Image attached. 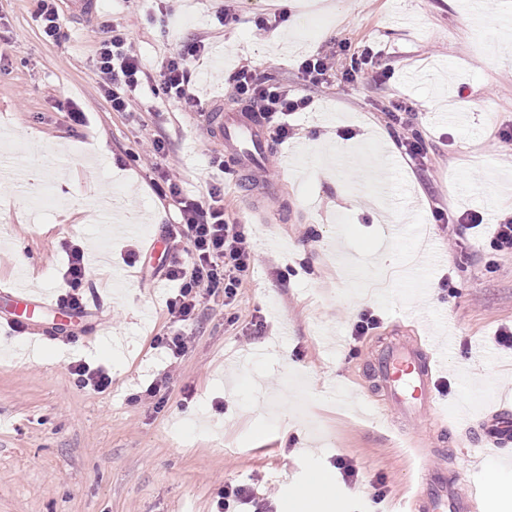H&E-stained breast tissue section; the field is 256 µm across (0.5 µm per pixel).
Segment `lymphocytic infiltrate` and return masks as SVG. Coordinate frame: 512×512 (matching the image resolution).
<instances>
[{
  "mask_svg": "<svg viewBox=\"0 0 512 512\" xmlns=\"http://www.w3.org/2000/svg\"><path fill=\"white\" fill-rule=\"evenodd\" d=\"M207 49L204 41H196L171 53L161 67L160 88L164 97L188 112L201 109V101L192 91L191 75ZM340 54L348 59L347 65L341 68L336 65ZM378 56L372 47L353 51L344 43L338 52H319L302 59L298 71L304 81L317 86L336 76L351 83ZM95 62L100 88L112 110L129 111L133 99L149 82L150 71L124 28L113 26L111 37L100 43ZM224 97L247 103L250 109L256 110L264 117L272 138L280 144L295 135L293 116L311 110L314 103L313 97L289 89L287 84L273 78L259 76L248 65L241 66L225 80ZM385 112L398 149L414 163H421L426 156L427 141L414 125L412 106L396 99ZM129 158L134 162L145 160L147 168L156 172L157 177L151 182L153 189L162 199L171 200L179 213L177 223L165 228L170 261L164 272L174 292L166 300L170 326L153 340L154 348L165 351L169 358L167 368L145 389L146 395L154 397L173 382L178 362L193 342L190 323L204 293L223 291L225 305H232L251 273L255 254L246 225L231 220L224 208V176L228 167L223 161H213L214 174L205 192L188 196L182 190L177 164L169 160L164 140H150L142 153H130ZM61 248L67 262L62 274L64 290L57 302L79 311L85 304L87 282L84 251L67 240ZM276 498V489L261 492L251 484L229 480L219 494L216 509L217 512H276Z\"/></svg>",
  "mask_w": 512,
  "mask_h": 512,
  "instance_id": "1",
  "label": "lymphocytic infiltrate"
}]
</instances>
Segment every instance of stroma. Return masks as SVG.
<instances>
[{
  "label": "stroma",
  "mask_w": 512,
  "mask_h": 512,
  "mask_svg": "<svg viewBox=\"0 0 512 512\" xmlns=\"http://www.w3.org/2000/svg\"><path fill=\"white\" fill-rule=\"evenodd\" d=\"M221 6L241 21L218 34L212 22ZM316 8L305 19L300 4L287 0H180L174 14L156 9L147 18L142 0H98L95 12L76 17L70 0H58L63 36L49 44L31 0H0V49L13 56L0 66V166L36 173L23 189L0 178V214L8 222L0 234V284L55 294L61 240L92 238L109 250L105 262L87 257L86 306L71 322L45 309L34 319L47 338L0 329V512H212L225 479L301 488L313 472H334L339 456L355 461L358 484L336 496L301 489L293 512H401L415 490V436L441 452L452 473L464 474L459 494L493 469L512 478L504 458L456 444L463 426L512 410V351L494 342L497 327L512 323V257L499 259L493 274L481 257L492 224L512 210V154L499 137L512 131V14L503 0H482L479 19L472 0H318ZM281 11L294 34L285 47L273 42V28L253 22ZM116 24L128 29L154 75L176 45L206 40L208 53L193 73L200 99L223 94V75L246 64L315 99L297 116L295 139L269 142L250 169L225 180L230 216L250 227L254 273L232 307L220 291L200 306L195 342L160 408L142 392L166 364L151 341L168 327L171 286L157 256L135 266L120 256L129 245L163 238L177 212L124 154L145 138L166 137L195 193L206 186L210 159L224 151L202 117L151 89L130 111H112L95 51ZM342 42L383 49L390 81L376 82L370 68L350 84L301 79L299 60ZM398 97L412 103L428 139L422 167L399 166L436 252L431 280L458 264L461 282L451 299L382 313L380 326L355 341L353 322L378 303L367 294L341 297L347 275L335 253L345 242L334 221L348 214L360 230L382 231L396 218H381L371 195L347 188L329 167L315 173L314 200L305 202L291 162L302 148L362 144L387 127L384 109ZM75 104L88 125L69 121ZM346 130L351 138H343ZM95 195L125 202L136 232L110 234L90 206ZM439 205L482 216L463 247H449L447 228L433 217ZM310 228L315 237H307ZM17 247L29 266L16 264ZM303 260L308 271L288 281L279 276V268ZM227 308L238 318L231 326L222 319ZM256 314L270 329L242 345L237 334ZM395 337L441 360L447 389L436 394V429L425 416L393 424L375 417L381 394L369 361L382 340ZM76 360L110 368L111 388L96 394L78 387L67 370ZM335 387L340 396L332 395ZM382 475L389 493L378 505L373 485Z\"/></svg>",
  "instance_id": "1"
}]
</instances>
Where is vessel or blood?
<instances>
[{
  "label": "vessel or blood",
  "mask_w": 512,
  "mask_h": 512,
  "mask_svg": "<svg viewBox=\"0 0 512 512\" xmlns=\"http://www.w3.org/2000/svg\"><path fill=\"white\" fill-rule=\"evenodd\" d=\"M205 111L215 139L239 167L251 165L264 147L265 133L260 120L225 111L223 101L217 99L206 102ZM371 367L391 417L408 418L432 408L440 366L424 356L414 342L388 344L373 357ZM477 432L480 445L492 452L512 446V412L497 410L486 414L478 422ZM421 455L419 488L409 512H484L483 486H474L468 496H458L456 477L437 467L432 449L422 446Z\"/></svg>",
  "instance_id": "obj_1"
}]
</instances>
